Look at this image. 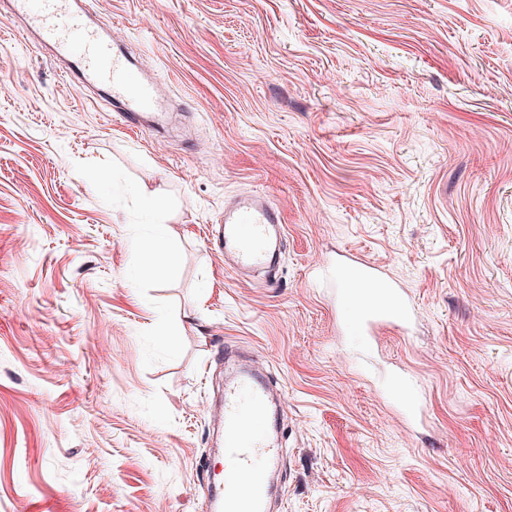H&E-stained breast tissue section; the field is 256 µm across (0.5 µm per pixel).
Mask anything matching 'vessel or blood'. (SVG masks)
I'll return each instance as SVG.
<instances>
[{
	"label": "vessel or blood",
	"mask_w": 512,
	"mask_h": 512,
	"mask_svg": "<svg viewBox=\"0 0 512 512\" xmlns=\"http://www.w3.org/2000/svg\"><path fill=\"white\" fill-rule=\"evenodd\" d=\"M8 10L20 22L19 36L65 60L61 76L67 83L105 87L126 124L139 126L145 113L160 109L164 90L142 78L134 61L91 26L71 0H8ZM284 232L283 214L265 195L248 190L225 205L212 236L233 268L270 269L278 261L277 240ZM336 278L352 306L351 329L365 336L387 327L408 331L413 308L395 283L382 278L375 263L354 258L337 264ZM391 392L409 412H423V390L410 378L398 377ZM222 419L224 482L214 499L224 512H266L265 464L279 450L267 439L268 393L257 373L241 372L226 384Z\"/></svg>",
	"instance_id": "1"
}]
</instances>
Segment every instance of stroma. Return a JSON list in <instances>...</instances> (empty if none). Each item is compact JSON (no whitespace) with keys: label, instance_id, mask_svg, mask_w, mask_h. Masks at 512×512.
I'll return each mask as SVG.
<instances>
[{"label":"stroma","instance_id":"obj_1","mask_svg":"<svg viewBox=\"0 0 512 512\" xmlns=\"http://www.w3.org/2000/svg\"><path fill=\"white\" fill-rule=\"evenodd\" d=\"M92 20L171 97L161 134L128 129L0 15V512H215L211 408L241 362L279 409L274 512H512V0ZM250 189L285 217L272 275L210 241ZM160 225L174 279L139 268ZM351 256L402 287L409 334L343 328ZM392 394L404 403L410 413H423L425 396L421 386L410 378L398 377L391 386Z\"/></svg>","mask_w":512,"mask_h":512}]
</instances>
